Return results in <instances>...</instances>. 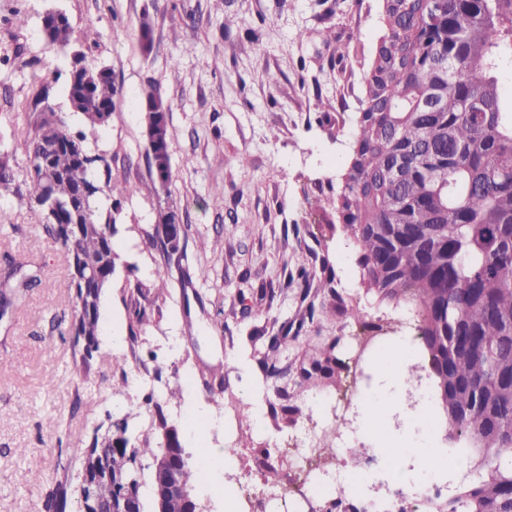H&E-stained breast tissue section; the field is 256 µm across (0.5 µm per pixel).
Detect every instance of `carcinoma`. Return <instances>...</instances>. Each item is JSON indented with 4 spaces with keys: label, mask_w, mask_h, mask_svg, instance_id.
Masks as SVG:
<instances>
[{
    "label": "carcinoma",
    "mask_w": 512,
    "mask_h": 512,
    "mask_svg": "<svg viewBox=\"0 0 512 512\" xmlns=\"http://www.w3.org/2000/svg\"><path fill=\"white\" fill-rule=\"evenodd\" d=\"M384 33L362 77V111L339 189L328 186L342 224L360 247L369 290L380 300L403 303L416 323L433 378L430 401L446 415L448 436L467 442L473 474L454 494L431 502V512H512V111L499 104V82L512 73V0H381ZM153 22L139 24V44L153 49ZM47 42L67 47L66 16L49 14ZM67 81L70 108L86 130L70 133L58 112H44L25 142L29 168L17 180L10 155L0 151V192L13 193L38 213L59 246L69 274L61 284L72 296L68 331L79 360L76 374L95 365L110 369L138 359L140 340L153 317L163 318L168 278L161 287L127 281L131 295L154 294L151 313L133 309L127 349L116 355L100 346V308L112 287L119 255L115 220L101 218L91 203L101 192L99 171L112 185L107 159L89 154L84 142L112 122L120 101L106 66L85 63ZM481 104L466 108L469 99ZM145 114L151 174L164 192L150 244L166 263L186 274L187 228L170 224L173 180L169 156L170 105L157 91L140 103ZM333 278L316 279L302 264L286 286L297 290L305 313L282 322L261 353L267 378L281 374L277 355L307 334L318 308L311 294L336 292ZM146 426L107 414L106 430L91 436L96 461L82 456L74 475L64 474L43 499L44 512H67L75 487L87 479L103 505L126 492L132 512H145L141 474L150 470L151 512H192L176 494H159L156 466L178 451L181 479L203 476L186 452L180 430L169 423L154 388L144 390Z\"/></svg>",
    "instance_id": "1"
}]
</instances>
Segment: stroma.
Returning a JSON list of instances; mask_svg holds the SVG:
<instances>
[{
    "label": "stroma",
    "mask_w": 512,
    "mask_h": 512,
    "mask_svg": "<svg viewBox=\"0 0 512 512\" xmlns=\"http://www.w3.org/2000/svg\"><path fill=\"white\" fill-rule=\"evenodd\" d=\"M54 10L68 17L87 61L111 69L122 97L110 125L86 140L91 154L106 156L113 184L133 188L119 207L106 192L94 202L116 222L119 255L102 324L127 333L126 281L152 284L165 265L147 240L160 198L140 109L152 85L171 107L172 201L187 226L188 259L207 260L211 273L204 282L170 281L164 317L148 325L140 361L81 378L71 336L51 325L71 307L57 287L68 274L61 251L34 213L15 196H0V290L18 293L0 317V512H38L46 490L75 471L106 411L139 422L148 371L160 372L159 396L180 389L165 406L180 428L192 406L213 407L211 385L223 384L240 406L259 401L269 383L253 356L266 343L258 332L270 318L298 314L300 300L283 284L308 250L327 260L336 290L364 317L353 323L326 300L328 316L311 333L319 345L337 343L338 358L352 368L336 369L310 390L299 357L289 355L279 362L289 391L304 399L333 394L348 374L359 394H374L377 367L349 342L351 328L386 341L407 333L402 306L367 293L358 247L335 209L316 202L319 186L342 181L369 66L346 57L353 76L340 85L329 61L358 42L376 46L379 0H0V149L11 153L20 177L29 166L24 143L45 108L66 113L70 131L83 127L65 94L71 55L49 47L43 34V18ZM146 13L153 19L148 55L138 42ZM215 186L224 189L218 208L209 200ZM12 258L25 259L21 273L34 285L20 290L5 280ZM123 374L128 387L120 396L112 383ZM51 417L58 431L46 429ZM332 421L331 413L306 407L298 417L276 412L258 429L235 418L225 429H204L202 442L187 443V451L196 457L202 447L225 446L234 449L237 466L196 484L200 512H225L224 494L253 466L255 449L273 447L297 425ZM31 469L40 483L28 480Z\"/></svg>",
    "instance_id": "stroma-1"
}]
</instances>
